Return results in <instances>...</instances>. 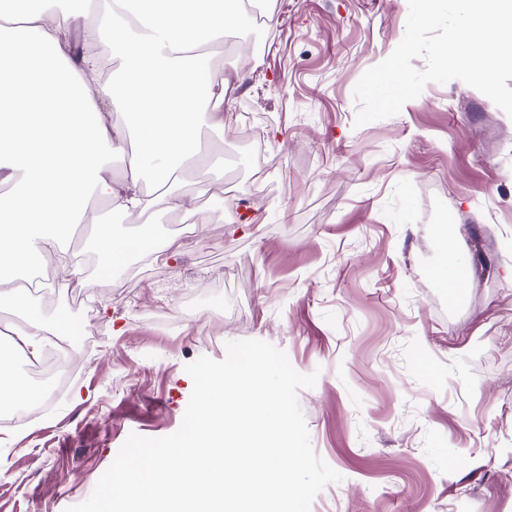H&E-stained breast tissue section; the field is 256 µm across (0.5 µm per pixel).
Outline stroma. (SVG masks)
<instances>
[{"label": "stroma", "mask_w": 512, "mask_h": 512, "mask_svg": "<svg viewBox=\"0 0 512 512\" xmlns=\"http://www.w3.org/2000/svg\"><path fill=\"white\" fill-rule=\"evenodd\" d=\"M268 2L275 25L213 50L245 80L201 133L223 167L178 184L209 223L157 266L59 288L80 362L0 424V512L85 501L130 434L179 429L186 365L247 339L318 375L298 399L342 480L310 512H512V117L452 80L356 126L407 0ZM443 239L468 273L453 304Z\"/></svg>", "instance_id": "stroma-1"}]
</instances>
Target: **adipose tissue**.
<instances>
[{
    "label": "adipose tissue",
    "mask_w": 512,
    "mask_h": 512,
    "mask_svg": "<svg viewBox=\"0 0 512 512\" xmlns=\"http://www.w3.org/2000/svg\"><path fill=\"white\" fill-rule=\"evenodd\" d=\"M85 18L86 51L71 58L60 5ZM249 21L242 0H0V170L13 183L0 194V309L18 316L0 336V414L41 398L15 368L16 354L40 359L70 324L46 320L24 280L51 257L68 265L70 287L83 288V261L66 239L90 224L100 276L172 247L155 227L159 215L189 209L174 174L191 172L200 130L224 128L230 89L213 65L212 45ZM122 68L96 81V46ZM121 113L122 125L108 121ZM123 163L113 181V163ZM154 187L142 195L144 183ZM137 216L139 230L117 236L90 221L93 201Z\"/></svg>",
    "instance_id": "ef3b65f1"
}]
</instances>
